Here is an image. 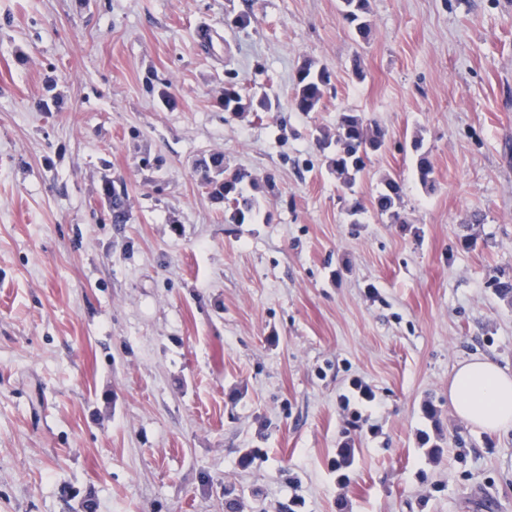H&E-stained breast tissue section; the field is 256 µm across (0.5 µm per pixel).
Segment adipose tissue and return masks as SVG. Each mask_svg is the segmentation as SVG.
<instances>
[{"label":"adipose tissue","instance_id":"adipose-tissue-1","mask_svg":"<svg viewBox=\"0 0 512 512\" xmlns=\"http://www.w3.org/2000/svg\"><path fill=\"white\" fill-rule=\"evenodd\" d=\"M453 412L488 433L512 428V373L482 356L456 368L448 385Z\"/></svg>","mask_w":512,"mask_h":512}]
</instances>
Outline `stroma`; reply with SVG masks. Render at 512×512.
Returning <instances> with one entry per match:
<instances>
[{"label":"stroma","instance_id":"35a3bbf8","mask_svg":"<svg viewBox=\"0 0 512 512\" xmlns=\"http://www.w3.org/2000/svg\"><path fill=\"white\" fill-rule=\"evenodd\" d=\"M365 18L360 39L341 0H0V512H512V429L448 404L471 354L512 372V0ZM308 65L331 88L297 112ZM232 82L272 109L224 111ZM343 112L387 140L349 192L316 145ZM213 153L258 184L253 219L200 188ZM103 191L111 224H128L131 220V213L127 188L123 182L117 184L115 180L105 177ZM403 184L395 177H387L384 182V189L379 192L376 200L377 210L381 215H389L396 221L399 219L397 208L403 202Z\"/></svg>","mask_w":512,"mask_h":512}]
</instances>
